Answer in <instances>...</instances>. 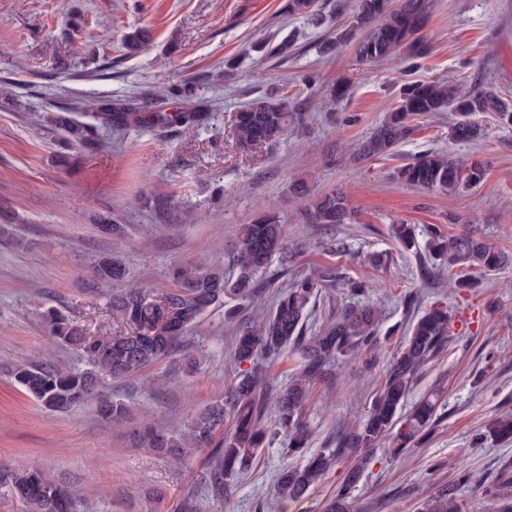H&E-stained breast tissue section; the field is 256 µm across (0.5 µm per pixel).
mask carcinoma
Segmentation results:
<instances>
[{
  "label": "carcinoma",
  "mask_w": 512,
  "mask_h": 512,
  "mask_svg": "<svg viewBox=\"0 0 512 512\" xmlns=\"http://www.w3.org/2000/svg\"><path fill=\"white\" fill-rule=\"evenodd\" d=\"M427 10L426 0H403L400 8L392 10L389 0H361L354 27L366 29V34L357 43L358 58L380 62L401 53L408 60L420 58L426 52L419 32L427 20ZM148 38L147 31L134 30L124 35L122 47L128 54L136 53ZM446 109L455 113L449 137L457 142L482 139L484 129L474 119L478 113L493 112L500 120L512 123V100L491 88L466 90L453 84L408 83L395 109L358 145V158L392 154L411 133L412 119ZM91 116L104 126L142 123L163 127L177 123L189 130L207 120L205 113L196 110L169 114L121 101L94 104ZM292 120L293 113L288 111L285 100L259 97L236 113L234 136L244 147L261 148L284 135ZM55 123L65 131L70 143L94 144L91 125L66 115L56 116ZM397 174L410 185L455 195L478 187L485 166L479 162L465 164L449 153L426 152L400 167ZM349 213V200L339 191L316 196L308 207L314 224H343ZM390 231L405 249L416 246L413 225L393 224ZM428 236L429 257L442 270L459 267L492 271L512 262V255L470 231L447 236L432 227ZM275 255L293 259L286 252L283 224L275 213L267 212L240 228L229 270L204 262L187 263L173 268L172 288L157 292L132 287L107 294L106 305L112 315L110 334L83 327L57 311L49 312L46 320L52 335L78 350L85 368L63 369L46 358L18 365L11 369V375L48 411L67 412L92 401L101 418L122 425L127 407L103 392V381L132 376L173 355L199 317L208 308L224 303V299L263 293L256 272ZM126 276L127 268L120 255L101 256L86 292L95 295L99 282H120ZM336 286L362 297L370 288L365 281L338 284L323 270L294 274L281 286L268 313L236 329L232 346L236 374L224 397L197 411L182 429L167 431L144 425L131 430L133 443L179 460L206 453L212 491L219 498L230 492L233 481L252 466L258 451L275 437L285 436L289 451H303L309 440L305 410L315 382L332 362L372 345L379 325L378 308L364 302L349 307L318 332L304 335L310 303L321 296L322 289ZM450 321L448 307L442 304L432 306L419 317L387 369L365 418L339 437L336 448L312 454L300 468L281 471L275 490L278 501L305 499L338 458L348 457L351 466L336 494L326 500L323 512H349V490L362 479L372 462V450L380 441L392 438V454L402 455L426 437L437 420L435 393L417 401L404 417V426L396 433L393 429L402 418L404 403L419 371L448 347ZM288 349L298 354L300 366L287 383L280 384L271 376L266 361ZM271 403L276 408L272 428L265 422ZM0 485L9 487L29 512H76L73 490L39 469L0 468ZM485 494L496 499L512 494V465L503 467L498 483L486 489ZM422 512H463L456 484L427 499Z\"/></svg>",
  "instance_id": "1"
}]
</instances>
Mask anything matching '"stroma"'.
<instances>
[{"instance_id": "obj_1", "label": "stroma", "mask_w": 512, "mask_h": 512, "mask_svg": "<svg viewBox=\"0 0 512 512\" xmlns=\"http://www.w3.org/2000/svg\"><path fill=\"white\" fill-rule=\"evenodd\" d=\"M289 0H0V465L40 469L71 484L94 512H181L193 496L197 512H322L342 484L336 462L308 497L279 505L277 474L336 445L366 411L408 328L438 301L448 304L451 340L408 395L440 391L438 425L400 456L374 449L352 489L351 512H419L425 496L457 484L464 512H495L484 490L512 459V441L489 426L512 412V265L470 271L474 288L450 291L426 250L425 231L475 230L512 253V126L480 114L484 137L456 142L454 115L412 121L393 155L354 161L352 147L391 112L404 83L453 81L512 97V0H428L421 32L426 53L410 67L401 58L359 60L354 31L336 34L359 11L358 0H312L307 13ZM150 32L140 53L125 54L123 36ZM288 52L275 54L279 43ZM346 83L343 99L331 95ZM192 89L190 100L164 98L163 111L204 109L195 130L176 125L95 126L94 145L68 147L52 124L58 114L84 119L94 100L143 103L164 90ZM285 98L297 120L261 151L239 147L236 113L253 97ZM450 152L486 163L482 183L456 196L409 185L396 176L411 158ZM306 177L315 193L340 191L350 203L346 224L311 223L292 182ZM275 210L288 242L302 244L293 265L280 259L258 274L260 299L232 298L209 308L185 341L199 354L196 373L170 357L108 392L129 406L133 422L163 429L187 425L198 409L223 396L234 369L230 350L239 322L270 310L292 271L328 270L337 280L375 284L370 299L381 318L377 340L337 360L318 381L306 408L308 448L291 453L274 439L241 474L229 498L212 497L208 466L195 456L176 463L132 447L124 427L92 406L51 412L9 376L15 365L50 356L79 366L70 347L54 343L45 321L56 309L81 325L111 326L105 302L85 285L100 256L121 251L132 284L170 288L172 266L206 261L228 266L239 225ZM105 215L122 235L101 231ZM396 222L414 225L415 249L390 236ZM383 252L372 268L366 255Z\"/></svg>"}]
</instances>
